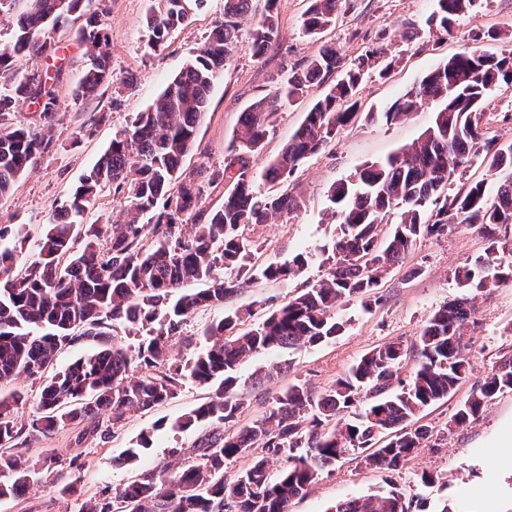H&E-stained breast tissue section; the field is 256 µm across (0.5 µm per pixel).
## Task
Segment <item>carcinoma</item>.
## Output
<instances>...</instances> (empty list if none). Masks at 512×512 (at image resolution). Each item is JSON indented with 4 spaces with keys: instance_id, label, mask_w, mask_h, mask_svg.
Wrapping results in <instances>:
<instances>
[{
    "instance_id": "carcinoma-1",
    "label": "carcinoma",
    "mask_w": 512,
    "mask_h": 512,
    "mask_svg": "<svg viewBox=\"0 0 512 512\" xmlns=\"http://www.w3.org/2000/svg\"><path fill=\"white\" fill-rule=\"evenodd\" d=\"M277 2L266 0L258 16L251 0H224V21L152 105L114 135L63 206L64 215H79L95 205L99 189L110 186L124 199L118 219L83 225L57 220L46 225L25 259L5 244L10 236L24 235V228L0 225V384L45 373L66 346L85 340L96 345L42 384L28 425L13 416L23 394H0V500L19 496L30 484L35 467L19 451L27 435L46 436L65 422L91 421L103 441L111 430L99 429L101 412L110 413L115 426L163 405L192 382L209 389V396L175 422H157L153 431L142 432L126 449L124 462L136 463L152 446L153 432L168 426L198 432L193 451L200 463L176 468L168 462L160 472H142L116 496L120 512H288L326 468L349 455L377 469H403L432 437L418 424L421 412L448 398L468 377L463 328L471 298L462 296L439 307L411 345L392 341L374 347L318 395L292 383L264 414L232 430L243 412L241 366L264 351L302 350L341 335L348 321L337 308L360 297L380 302L375 290L381 280L417 241L442 234L450 224L475 225L485 248L455 272L457 283L476 292L512 284V245L503 236L512 225V142L486 136L483 112L490 91L512 86L511 45L497 55L464 48L384 112L386 121H401L422 100L439 103L432 125L411 144L329 188L328 217L336 224V239L324 252L320 279L248 329L240 328L239 311L225 310L224 318L205 328L206 344L198 353L185 361L173 355L174 340L195 311L222 305L259 279L287 280L305 269V253L257 265L258 246L244 229L297 209V199L277 186L356 118L364 76L376 71L385 77L393 67L394 58L383 48L367 50L346 66L335 47L324 46L303 67L288 71L273 94L241 113L224 166L187 168L214 81L242 39L257 58L277 44ZM341 2L311 0L302 21L305 34L315 37L335 25ZM477 2L436 0L425 25L449 34L453 21ZM19 3L23 10L12 40L0 49V71L16 73L32 59L55 56L51 33L80 11L82 0H0V20L9 19ZM164 3L146 19L153 50L204 6V0ZM76 41L90 62L76 95L92 99L110 77L106 24L89 16ZM330 78L333 83L281 152L255 172L251 157L263 151L282 109ZM30 100L41 102V133L7 121ZM56 116V96L36 74L0 91V199L48 148L46 135ZM477 161L496 176L495 193L488 194L481 180L448 195L456 174ZM259 182L267 188L258 190ZM221 184L222 203L206 208L212 189ZM205 212L207 222L197 223ZM187 223L190 235L182 233ZM383 224L391 225L384 236ZM191 282L207 287L183 290ZM119 329L142 337L137 348L114 336ZM410 357L414 366L403 378L400 370ZM508 392L512 355L491 368L450 423L472 424ZM245 453L252 456L248 468L224 476L228 461ZM269 454L288 457V467L272 473ZM415 507L393 483L384 491L340 499L327 512H413Z\"/></svg>"
}]
</instances>
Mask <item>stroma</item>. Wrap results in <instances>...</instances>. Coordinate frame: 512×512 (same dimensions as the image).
<instances>
[{"label": "stroma", "instance_id": "1", "mask_svg": "<svg viewBox=\"0 0 512 512\" xmlns=\"http://www.w3.org/2000/svg\"><path fill=\"white\" fill-rule=\"evenodd\" d=\"M308 6L309 0H279L280 38L266 56L255 58L247 47H239L213 85L197 130L196 148L187 156L186 167L223 166L241 112L272 92L277 73L303 65L322 45L336 46L346 63L376 47L397 54L400 62L387 77L374 73L365 78L357 118L289 178L288 190L298 199L299 208L277 223L249 227L250 236L260 245L259 262L284 261L299 252L312 255L299 277L259 283L235 298V305H252L259 319L322 275L321 252L331 248L335 235L327 218L329 186L366 163L398 153L431 125L438 107L436 101H425L407 120L390 124L383 117L390 104L419 87L423 78L452 54L474 45L497 54L512 40V0H480L477 8L456 18L447 36L421 26L434 0H343L335 26L317 37L307 36L302 29ZM161 7V0H84L83 14L101 15L112 42V76L102 97L86 100L75 94L88 58L75 41L73 28L53 34L65 58L63 65L49 58L24 65L29 74L55 71L59 121L49 149L16 182L11 196L0 201V224L24 225L34 238L43 225L59 218L68 194L108 148L114 133L129 126L135 113L157 98L210 29L224 19V0H206L202 10L170 34L163 48L153 51L148 47L146 17ZM128 77L134 80L129 88L122 84ZM318 94V89H311L281 112L263 153L252 160L254 168H263L279 153ZM483 110L488 136L503 143L512 141V87L495 90ZM484 246L474 226H454L442 235L422 239L385 275L376 305L367 309L353 300L338 308V315L350 325L336 340L296 352H263L245 363L240 369L239 392L246 403V416L257 415L295 382L314 393L323 391L377 345L396 340L411 343L441 305L462 295L454 273L481 254ZM473 304L465 329L472 371L453 395L427 408L421 419L438 433L435 447L421 449L399 474L370 469L354 457H346L325 470L307 496L294 501L291 512H326L338 499L376 491L389 481L416 498L417 512H439L445 503L456 512H512V393L494 399L469 426L449 424L457 404L468 397L499 355L512 354V285L476 294ZM258 376L263 379L259 386L253 383ZM202 395V389L187 384L164 405L133 414L104 442L96 436L80 437L75 424L31 439L24 455L36 463L39 479L22 496L0 500V512H81L86 500L100 497L105 489L119 492L140 471L167 461L175 448L180 450L182 462L197 464L192 450L195 431L168 428L155 432L153 446L138 467L121 465L120 459L142 430L160 419L176 420ZM51 449L60 460L75 456L82 462V469L72 473L76 494L62 498L52 490L50 481L59 465L48 460ZM424 472L434 476V485H422Z\"/></svg>", "mask_w": 512, "mask_h": 512}]
</instances>
